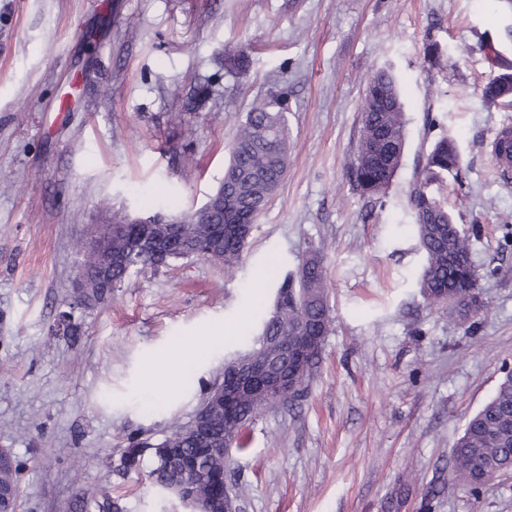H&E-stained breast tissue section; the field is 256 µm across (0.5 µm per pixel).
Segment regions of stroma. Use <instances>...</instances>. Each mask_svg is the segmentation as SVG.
I'll return each mask as SVG.
<instances>
[{"label":"stroma","instance_id":"stroma-1","mask_svg":"<svg viewBox=\"0 0 512 512\" xmlns=\"http://www.w3.org/2000/svg\"><path fill=\"white\" fill-rule=\"evenodd\" d=\"M239 51L243 74L227 63ZM502 57L512 0H0V449L19 466L16 512H107L103 488L119 512H188L113 463L128 438L192 421L258 335L278 280L315 249L331 327L301 400L264 412L231 458L240 512H512V473L477 496L451 478L467 419L512 370V177L491 154L512 109L482 101ZM380 69L398 79L407 145L374 200L350 167ZM273 89L288 97V175L235 270L178 260L70 304L101 201L199 208L250 104ZM443 134L462 152L448 209L480 226L484 307L466 320L416 286L408 190ZM149 370L173 379L150 407Z\"/></svg>","mask_w":512,"mask_h":512}]
</instances>
